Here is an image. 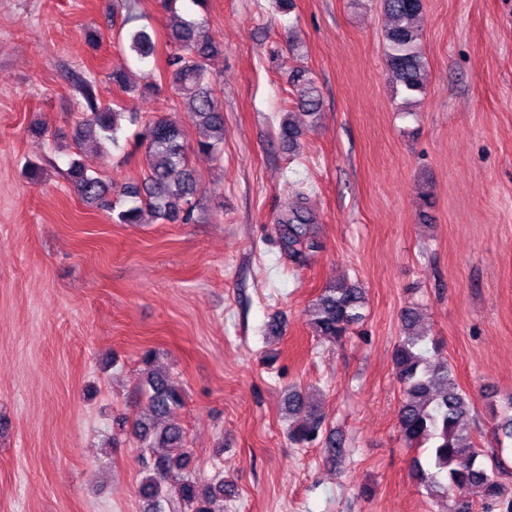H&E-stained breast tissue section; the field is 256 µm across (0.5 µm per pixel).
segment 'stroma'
Returning a JSON list of instances; mask_svg holds the SVG:
<instances>
[{"mask_svg":"<svg viewBox=\"0 0 512 512\" xmlns=\"http://www.w3.org/2000/svg\"><path fill=\"white\" fill-rule=\"evenodd\" d=\"M112 5L0 0V512H143L137 441L112 419L141 414L149 349L184 391L198 465L235 484L224 512H444L411 475L392 351L416 304L423 350L454 366L473 439L496 450L488 405L512 394V0H423L426 89L409 114L385 66L380 0H293L286 13L207 0L194 15L223 44L211 68L224 148L190 156L193 224L114 223L66 176L73 157L115 186L143 170L132 125L110 156L92 138L74 146L80 77L99 104L172 109L189 143L205 136L167 95H119ZM278 56L321 94L294 152L279 136ZM128 67L140 85L162 65ZM298 202L317 241L300 265L274 226ZM343 280L364 288V319L331 345L304 310ZM276 313L286 329L272 338ZM292 385L318 390L339 453L289 444Z\"/></svg>","mask_w":512,"mask_h":512,"instance_id":"stroma-1","label":"stroma"}]
</instances>
